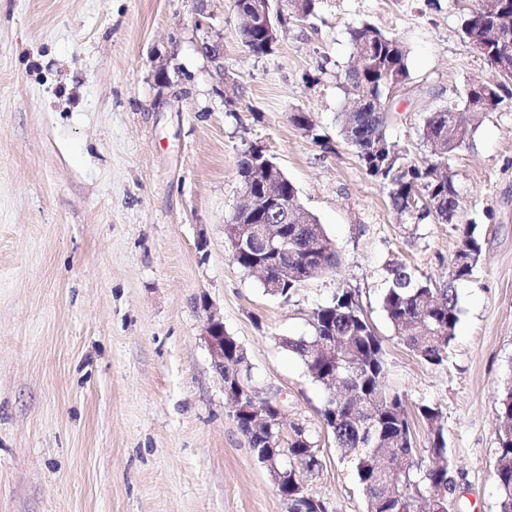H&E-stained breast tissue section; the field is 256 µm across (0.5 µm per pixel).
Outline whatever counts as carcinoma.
Returning <instances> with one entry per match:
<instances>
[{"label": "carcinoma", "mask_w": 512, "mask_h": 512, "mask_svg": "<svg viewBox=\"0 0 512 512\" xmlns=\"http://www.w3.org/2000/svg\"><path fill=\"white\" fill-rule=\"evenodd\" d=\"M491 2L495 10H482L480 19L467 17L462 25L465 38L485 43L482 56L490 65L501 57L503 48L486 42L489 27H499L512 45V0ZM241 33L245 46L255 56L269 54L275 47L262 26L243 22ZM350 37L353 45L370 53L371 64L363 72L347 74V81L351 87L368 92L373 101L349 113L343 128L344 140L351 144L368 175L388 183L391 205L408 223H456L459 203L453 177L440 169L439 161L466 146L473 128L457 122L449 105L429 112L424 118L423 136L435 161L424 166L399 163L401 151L386 133L390 116L377 109L375 101L384 103L388 99L389 85L382 80L385 71L393 73L401 86L408 85L407 49L396 37L369 24L351 30ZM511 97L512 77L495 74L482 87H469L465 108L478 116L498 110ZM376 140L384 141L393 155L385 166L370 152ZM254 158L272 170L280 166L262 147H248L239 160L238 173L241 180L252 183L257 193L262 187L252 180ZM423 198L430 201V206H421ZM301 220L300 224L284 225L283 235L294 250L288 257V278L279 291V297L284 299L297 287L293 279L314 278L302 261L311 244L318 245V256L327 269L336 265L334 243L319 220L309 212L302 213ZM481 253L482 245L474 230L465 227L445 284L437 286L403 263L387 268L388 288L383 298L386 318L399 342L429 365L442 366L448 361V347L459 320L454 283L473 273ZM234 259L246 270L257 261H266L278 270L277 261L258 250L237 252ZM285 345L302 361L309 377L330 393L322 410L323 420L336 447L350 457L365 496V512H419L420 503H430L434 491L442 498L428 512L453 510L456 464L448 452L441 408H419L420 418L432 436L427 447H416L406 396L390 385V365L382 340L351 291H336L330 301L315 309L312 334L290 337ZM224 370L242 374L247 388L253 389L244 349L228 334L224 335ZM235 421L258 462L288 501V512H323V501L308 492V479L322 467L317 442L308 427L293 421L288 429V447H266L264 433L252 430L246 415L235 417ZM496 434L494 476L499 512H512V377L506 379L500 391Z\"/></svg>", "instance_id": "obj_1"}]
</instances>
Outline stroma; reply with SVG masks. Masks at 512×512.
<instances>
[{"instance_id": "stroma-1", "label": "stroma", "mask_w": 512, "mask_h": 512, "mask_svg": "<svg viewBox=\"0 0 512 512\" xmlns=\"http://www.w3.org/2000/svg\"><path fill=\"white\" fill-rule=\"evenodd\" d=\"M475 0H316L285 17L271 54L239 39L234 0H0V512H286L215 373L210 318L244 347L259 396L307 424L329 512L364 495L323 423L327 395L279 340L351 289L383 339L409 413L438 405L458 471L455 512H498V395L512 376V104L480 118L448 161L455 224H405L340 134L356 93L352 29L408 51L410 88L387 134L403 161L432 157L427 112L462 105L490 66L461 36ZM221 40L224 69L201 51ZM236 102L220 94L224 76ZM308 114L312 127L290 116ZM275 157L333 240L338 264L266 295L232 258L224 220L242 153ZM482 256L457 281L459 322L434 367L394 336L384 272L443 283L464 224Z\"/></svg>"}]
</instances>
